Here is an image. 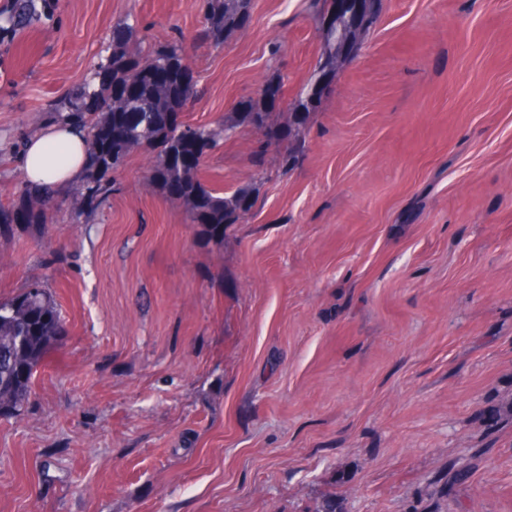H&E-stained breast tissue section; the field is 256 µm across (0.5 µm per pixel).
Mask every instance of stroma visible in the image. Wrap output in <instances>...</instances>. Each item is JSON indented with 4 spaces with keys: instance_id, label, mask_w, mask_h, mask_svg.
<instances>
[{
    "instance_id": "1",
    "label": "stroma",
    "mask_w": 512,
    "mask_h": 512,
    "mask_svg": "<svg viewBox=\"0 0 512 512\" xmlns=\"http://www.w3.org/2000/svg\"><path fill=\"white\" fill-rule=\"evenodd\" d=\"M296 121L323 52L309 0H251L224 46L196 0H61L0 45V202L43 111L116 24L182 30L202 91L240 102L198 169L248 188L214 235L135 151L110 200L0 238V300L39 281L66 334L23 414L0 417V512H512V0H376ZM291 160H284V153Z\"/></svg>"
}]
</instances>
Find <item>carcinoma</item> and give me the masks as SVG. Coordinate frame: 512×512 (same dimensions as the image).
I'll use <instances>...</instances> for the list:
<instances>
[{
  "label": "carcinoma",
  "mask_w": 512,
  "mask_h": 512,
  "mask_svg": "<svg viewBox=\"0 0 512 512\" xmlns=\"http://www.w3.org/2000/svg\"><path fill=\"white\" fill-rule=\"evenodd\" d=\"M202 42L220 48L231 32L250 18V0H200ZM59 0H7L0 8V40L14 38L41 18L54 17ZM324 53L319 68L336 65L343 48L358 49L355 31L323 29ZM185 37L179 33L164 44H153L127 22L112 29V41L90 67L81 86L67 98L44 109V123L69 122L88 131V160L99 164L96 175L84 173L68 193L79 201L76 217L95 213L112 195L111 174L122 168L131 151L146 146L159 162L152 180L164 194L179 201L193 224L214 228L234 224L250 208L249 190L230 196L206 185L198 167L183 168L178 156L202 152L198 141L213 150L220 137L249 122L254 113L266 128L261 151L279 145L286 132L269 129V113L254 107L231 112L218 127L192 124L185 130L167 126V115L179 112L197 84L183 89L192 75L185 59ZM51 191L21 184L8 204L0 203V237L14 226L44 225L53 219ZM66 334L65 322L45 288L33 284L7 301H0V416L15 417L27 405L31 379L48 349Z\"/></svg>",
  "instance_id": "cac0c4a2"
}]
</instances>
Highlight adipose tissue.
<instances>
[{
	"label": "adipose tissue",
	"instance_id": "obj_1",
	"mask_svg": "<svg viewBox=\"0 0 512 512\" xmlns=\"http://www.w3.org/2000/svg\"><path fill=\"white\" fill-rule=\"evenodd\" d=\"M86 161V130L62 122L43 126L29 137L20 158L27 179L52 191L76 183Z\"/></svg>",
	"mask_w": 512,
	"mask_h": 512
}]
</instances>
